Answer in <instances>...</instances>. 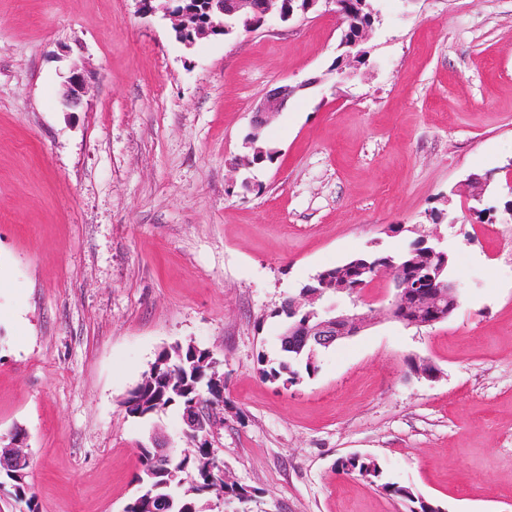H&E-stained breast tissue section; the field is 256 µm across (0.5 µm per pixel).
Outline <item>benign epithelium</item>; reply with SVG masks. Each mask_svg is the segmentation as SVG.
<instances>
[{
	"instance_id": "obj_1",
	"label": "benign epithelium",
	"mask_w": 512,
	"mask_h": 512,
	"mask_svg": "<svg viewBox=\"0 0 512 512\" xmlns=\"http://www.w3.org/2000/svg\"><path fill=\"white\" fill-rule=\"evenodd\" d=\"M138 2L142 14L153 15L161 11L170 18L177 39L188 46L196 37L226 35L235 30L256 31L265 25L275 8L278 9L279 19L284 23L297 17L299 11L305 15L322 5L329 7L332 14H337L334 9L337 0H305L306 6L299 9L294 7L298 0H169L157 8L152 6V0ZM85 86L84 76L78 72L72 73L67 81L66 106L76 107L80 104ZM294 92L295 88L288 85L270 91L255 108L253 126L264 127L273 113L285 107ZM413 249L429 255L433 262L414 265L397 261L391 256L384 259L387 264L385 271L395 289L386 315L394 318L396 314H401L399 320L408 327L432 326L451 317L457 309L458 288L448 274L447 252L426 239L419 240ZM343 291L344 286L336 284L322 273L299 296L288 299V310L295 315L306 306L311 297ZM368 325L369 318L365 314L333 315L329 308L321 312L313 309L304 321L296 323L286 331L283 340L298 353L307 351L312 356L341 339L355 335ZM213 408V404L202 401L183 419L186 434L208 428L206 439L210 441L211 448L214 447L213 439L224 426V417H211ZM150 441L156 450L157 465L166 467L170 462L169 441L158 432L152 433ZM0 443L4 444V451H0V474L7 473L21 482L24 481L29 476L31 464L25 435L18 436L12 430L6 437L0 435Z\"/></svg>"
}]
</instances>
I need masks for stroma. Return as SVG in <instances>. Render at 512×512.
Here are the masks:
<instances>
[{
  "mask_svg": "<svg viewBox=\"0 0 512 512\" xmlns=\"http://www.w3.org/2000/svg\"><path fill=\"white\" fill-rule=\"evenodd\" d=\"M372 3L343 80L330 13L187 46L137 0H0V433H27L38 512H123L152 431L186 448L176 412L141 421L122 400L188 342L221 361L215 446L257 489L249 512H407L340 475L353 453L442 512H512V0ZM285 84L274 161L240 166L254 107ZM421 237L450 253L448 320L387 318L382 275L318 302L372 325L312 376L262 379L284 300Z\"/></svg>",
  "mask_w": 512,
  "mask_h": 512,
  "instance_id": "1",
  "label": "stroma"
}]
</instances>
